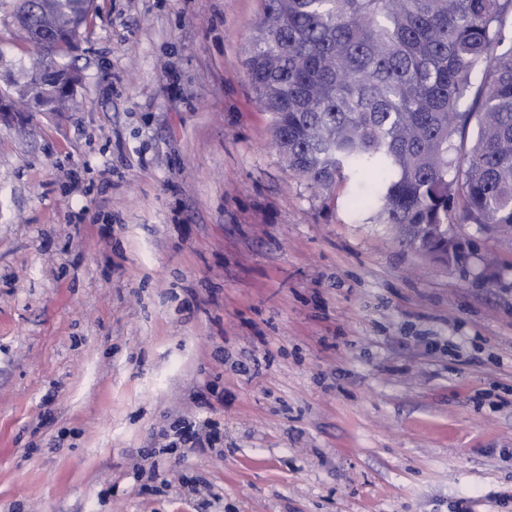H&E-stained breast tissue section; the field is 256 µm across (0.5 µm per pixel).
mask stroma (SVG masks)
<instances>
[{
  "label": "stroma",
  "mask_w": 512,
  "mask_h": 512,
  "mask_svg": "<svg viewBox=\"0 0 512 512\" xmlns=\"http://www.w3.org/2000/svg\"><path fill=\"white\" fill-rule=\"evenodd\" d=\"M260 10L96 0L73 105L0 122V512H512V241L454 225L448 268L314 196L243 66ZM183 435L187 438L186 441L191 443L190 448H213L214 443L218 441V431L210 421H205L200 428L192 432L188 428Z\"/></svg>",
  "instance_id": "obj_1"
}]
</instances>
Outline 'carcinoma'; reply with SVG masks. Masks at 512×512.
Segmentation results:
<instances>
[{"label":"carcinoma","mask_w":512,"mask_h":512,"mask_svg":"<svg viewBox=\"0 0 512 512\" xmlns=\"http://www.w3.org/2000/svg\"><path fill=\"white\" fill-rule=\"evenodd\" d=\"M94 0H29L26 31L87 25ZM512 0H262L244 66L288 170L405 245L421 225L512 226ZM35 78L65 68L40 42ZM485 75V85L474 77Z\"/></svg>","instance_id":"cac0c4a2"}]
</instances>
